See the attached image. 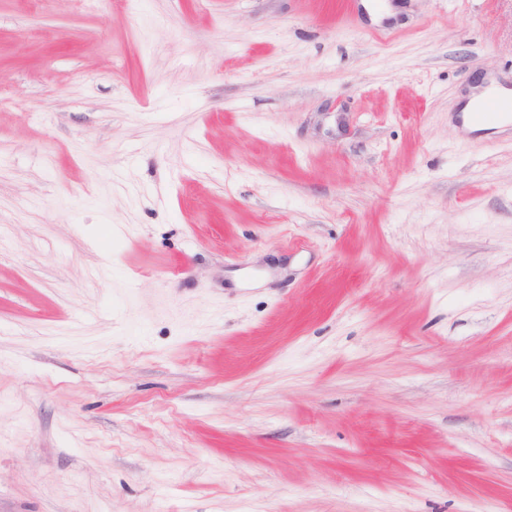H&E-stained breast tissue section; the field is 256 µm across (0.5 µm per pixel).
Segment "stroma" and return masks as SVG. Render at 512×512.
I'll return each instance as SVG.
<instances>
[{
	"instance_id": "1",
	"label": "stroma",
	"mask_w": 512,
	"mask_h": 512,
	"mask_svg": "<svg viewBox=\"0 0 512 512\" xmlns=\"http://www.w3.org/2000/svg\"><path fill=\"white\" fill-rule=\"evenodd\" d=\"M512 0H0V512H512ZM493 95L497 97L505 107V112H501L500 103L496 98H488L482 105L479 112H474L478 104L487 96ZM512 104V90L504 86H491L483 90L479 95L471 98L462 108L464 113L465 125L471 130H482L481 127L475 126L470 120V112L477 122H496L500 119L501 114H507L509 105Z\"/></svg>"
}]
</instances>
